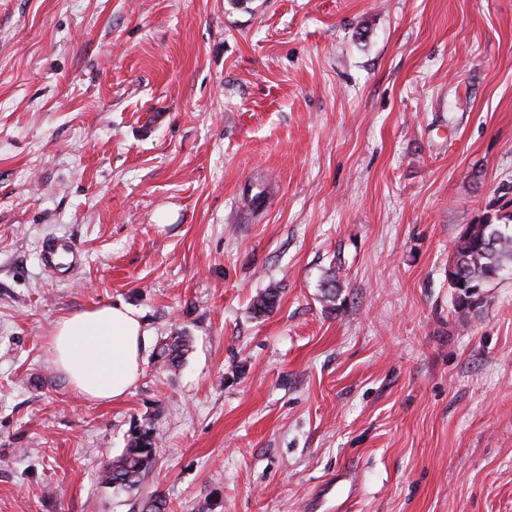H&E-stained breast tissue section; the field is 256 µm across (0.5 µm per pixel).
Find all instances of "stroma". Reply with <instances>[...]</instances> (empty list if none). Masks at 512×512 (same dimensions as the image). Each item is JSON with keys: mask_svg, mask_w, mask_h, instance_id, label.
<instances>
[{"mask_svg": "<svg viewBox=\"0 0 512 512\" xmlns=\"http://www.w3.org/2000/svg\"><path fill=\"white\" fill-rule=\"evenodd\" d=\"M509 216L512 0H0V512H512V275L448 281ZM112 303L142 373L87 401L46 338ZM509 270L512 273V225H469L459 238L453 263L448 267V280L457 291V309L469 312V299L475 294L472 290ZM40 253L46 267L56 265L58 258L63 254L72 256V263L81 262V249L73 242L66 243L47 239L42 243ZM191 349V338L185 333L169 336L159 354V363L167 369H177ZM156 456L157 443L153 429L136 426L129 431L122 454L103 466L101 482L113 489L135 490L152 468Z\"/></svg>", "mask_w": 512, "mask_h": 512, "instance_id": "stroma-1", "label": "stroma"}]
</instances>
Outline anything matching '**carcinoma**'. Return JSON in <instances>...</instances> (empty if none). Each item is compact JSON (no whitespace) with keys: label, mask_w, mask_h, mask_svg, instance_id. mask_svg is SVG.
<instances>
[{"label":"carcinoma","mask_w":512,"mask_h":512,"mask_svg":"<svg viewBox=\"0 0 512 512\" xmlns=\"http://www.w3.org/2000/svg\"><path fill=\"white\" fill-rule=\"evenodd\" d=\"M512 271V225L471 224L459 238L455 257L448 267V280L457 291L456 307L461 312L471 309L473 289ZM279 287L270 285L253 303L254 313H270L279 300ZM191 349V338L176 333L163 344L159 363L167 369L178 368ZM157 456L153 429L147 426L132 428L121 455L105 464L101 482L109 488L135 490L152 468Z\"/></svg>","instance_id":"1"}]
</instances>
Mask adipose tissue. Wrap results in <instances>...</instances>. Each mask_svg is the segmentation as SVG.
I'll use <instances>...</instances> for the list:
<instances>
[{
	"mask_svg": "<svg viewBox=\"0 0 512 512\" xmlns=\"http://www.w3.org/2000/svg\"><path fill=\"white\" fill-rule=\"evenodd\" d=\"M147 336L137 310L103 304L61 315L47 338V349L73 392L106 403L121 399L136 383Z\"/></svg>",
	"mask_w": 512,
	"mask_h": 512,
	"instance_id": "obj_1",
	"label": "adipose tissue"
}]
</instances>
